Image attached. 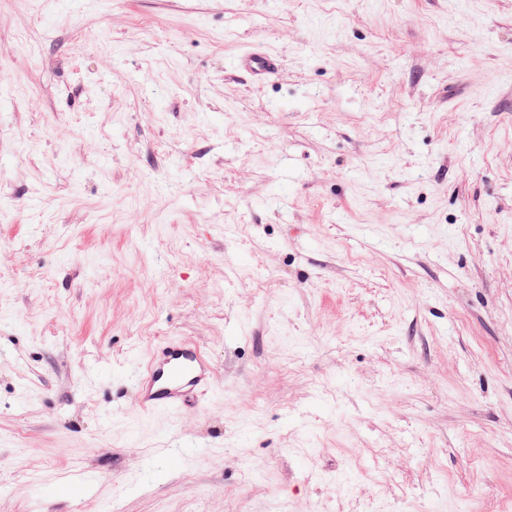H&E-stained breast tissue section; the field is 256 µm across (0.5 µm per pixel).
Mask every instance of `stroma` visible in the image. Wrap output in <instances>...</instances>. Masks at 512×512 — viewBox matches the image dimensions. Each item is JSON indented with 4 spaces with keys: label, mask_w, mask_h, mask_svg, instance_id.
<instances>
[{
    "label": "stroma",
    "mask_w": 512,
    "mask_h": 512,
    "mask_svg": "<svg viewBox=\"0 0 512 512\" xmlns=\"http://www.w3.org/2000/svg\"><path fill=\"white\" fill-rule=\"evenodd\" d=\"M0 242V512L512 507V0H0ZM277 68V56L263 49L241 52L234 60V69L238 72L246 73L251 78L268 76ZM138 408L145 414H177L190 395L214 391V375L205 353L194 343L167 337L148 353L136 378Z\"/></svg>",
    "instance_id": "obj_1"
}]
</instances>
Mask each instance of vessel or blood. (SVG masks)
<instances>
[{"label":"vessel or blood","mask_w":512,"mask_h":512,"mask_svg":"<svg viewBox=\"0 0 512 512\" xmlns=\"http://www.w3.org/2000/svg\"><path fill=\"white\" fill-rule=\"evenodd\" d=\"M278 67L274 53L263 49L239 53L234 60L238 72L253 78L273 73ZM137 403L146 414H175L194 394L214 389V375L205 353L194 343L167 337L148 353L136 378Z\"/></svg>","instance_id":"obj_1"}]
</instances>
